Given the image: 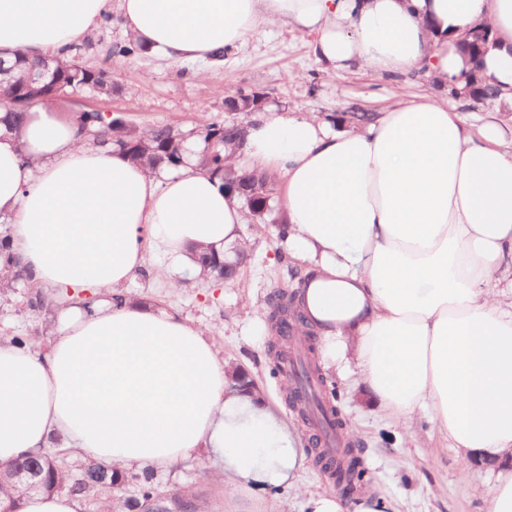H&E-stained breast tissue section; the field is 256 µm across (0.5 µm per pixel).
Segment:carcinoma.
Returning a JSON list of instances; mask_svg holds the SVG:
<instances>
[{
	"instance_id": "cac0c4a2",
	"label": "carcinoma",
	"mask_w": 512,
	"mask_h": 512,
	"mask_svg": "<svg viewBox=\"0 0 512 512\" xmlns=\"http://www.w3.org/2000/svg\"><path fill=\"white\" fill-rule=\"evenodd\" d=\"M58 88L42 90L30 98V104L49 102L58 96L57 89L65 92L77 89H95V92L110 96L117 86L106 85L101 79V70L89 69L75 59L66 63H55ZM77 121L84 130L94 133L98 143L113 146L125 153L132 161L152 169H176L184 162L188 143L198 146L196 157L199 166L216 176L242 179L260 187L271 188V178L266 173L246 172L229 164V147L238 144L240 131L235 123L219 119H206L189 130L170 124L139 126L121 114L109 117L100 112H82ZM198 263L210 269L215 279H224V261L202 253ZM20 287L27 289L26 303L30 310L41 312L51 306L55 298L28 285L26 267L20 257L15 256L11 264L0 269V295L14 293ZM297 291L279 292L269 304L267 315L274 341L270 351L277 357L287 359L297 383L289 387V400L302 419L315 430L313 440L320 442L324 427L343 431L345 423L337 401L335 388L328 385L321 373L314 351L308 341L315 333L305 327L304 316L296 304ZM316 462L327 477L345 486L356 489L363 480L365 469L354 449L345 448L344 455L328 459L317 453ZM34 470L38 474V489L49 493H63L91 501L96 512H112L124 506L137 508L139 512H168L177 507L181 512L194 508V503L184 491L165 494L158 489L153 471L119 472L112 466L87 459L76 463L61 460L52 449L35 458L14 462L0 467V497L8 502L14 512H20V502L31 493L27 485L15 478L18 469ZM134 489V495H124L126 487Z\"/></svg>"
}]
</instances>
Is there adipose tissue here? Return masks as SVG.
<instances>
[{
  "label": "adipose tissue",
  "mask_w": 512,
  "mask_h": 512,
  "mask_svg": "<svg viewBox=\"0 0 512 512\" xmlns=\"http://www.w3.org/2000/svg\"><path fill=\"white\" fill-rule=\"evenodd\" d=\"M119 6L131 37L171 61L203 59L285 18L314 35L319 61L382 76L427 68L468 92L477 73L512 100V0H0V58H67ZM485 29L470 57L462 41ZM493 121L474 127L453 101L401 102L335 128L307 115H259L232 161L284 180L285 243L301 267L297 301L322 360L356 369L372 402L399 420L431 412L473 459L512 451V150ZM0 215L35 288L62 309L47 350L0 342V464L55 447L122 470L170 466L206 450L241 501L296 485L297 436L261 397L226 383L205 331L145 302L114 305L155 259L154 277L243 243V214L195 155L150 171L95 143L58 102L29 108L21 134L0 127ZM105 295L85 310L90 289ZM306 512H396L308 494Z\"/></svg>",
  "instance_id": "1"
}]
</instances>
